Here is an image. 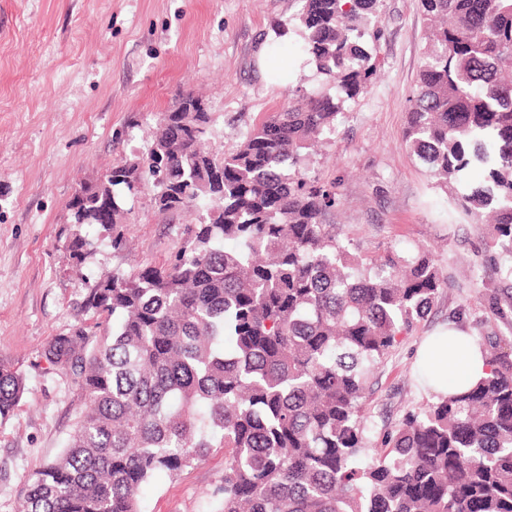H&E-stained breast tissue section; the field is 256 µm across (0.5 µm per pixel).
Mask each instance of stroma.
<instances>
[{"label":"stroma","mask_w":512,"mask_h":512,"mask_svg":"<svg viewBox=\"0 0 512 512\" xmlns=\"http://www.w3.org/2000/svg\"><path fill=\"white\" fill-rule=\"evenodd\" d=\"M300 8L299 0H0V357L26 386L0 425V512H16L21 487L60 454L82 404L71 376L47 369L44 345L80 324L76 306L102 274L171 263L193 220L162 223L141 195L121 227L131 248L117 250L111 232L72 224L75 187L145 154L178 92L203 94L207 145L220 153L287 108L289 91L315 87L302 62ZM425 29L418 0H384L377 72L308 166L309 176L336 182L339 202L324 221L362 258L425 250L449 279L374 372L367 408L378 434L433 399L417 381L422 340L461 307L475 324L486 289L512 286L491 226L463 220L402 139ZM272 53L288 63L284 79L266 67ZM77 234L88 241L79 263L65 248ZM223 483L224 451L215 448L156 475L140 491L142 510L218 512Z\"/></svg>","instance_id":"1"}]
</instances>
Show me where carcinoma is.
Returning a JSON list of instances; mask_svg holds the SVG:
<instances>
[{"mask_svg": "<svg viewBox=\"0 0 512 512\" xmlns=\"http://www.w3.org/2000/svg\"><path fill=\"white\" fill-rule=\"evenodd\" d=\"M381 0H302L313 89L230 152L211 112L179 95L142 158L84 183L72 223H126L152 194L164 217L198 212L166 266L103 275L80 304L93 324L43 349L83 404L64 450L28 478L20 512H142L140 488L224 449L221 512H512V304L487 289L477 343L489 375L435 396L370 444L369 381L448 277L425 253L368 262L323 223L337 185L306 169L376 73ZM428 34L403 140L512 277V0H419ZM25 394L0 359V424Z\"/></svg>", "mask_w": 512, "mask_h": 512, "instance_id": "carcinoma-1", "label": "carcinoma"}]
</instances>
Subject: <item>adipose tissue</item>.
Here are the masks:
<instances>
[{
	"label": "adipose tissue",
	"mask_w": 512,
	"mask_h": 512,
	"mask_svg": "<svg viewBox=\"0 0 512 512\" xmlns=\"http://www.w3.org/2000/svg\"><path fill=\"white\" fill-rule=\"evenodd\" d=\"M418 364L437 393L486 376L487 366L473 337L461 327L449 325L426 339L421 346Z\"/></svg>",
	"instance_id": "1"
}]
</instances>
